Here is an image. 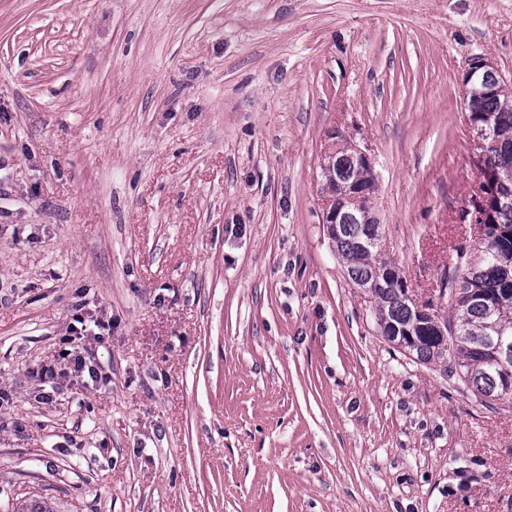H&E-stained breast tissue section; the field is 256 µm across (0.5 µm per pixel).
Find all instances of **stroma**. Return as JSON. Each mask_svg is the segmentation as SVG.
<instances>
[{
	"label": "stroma",
	"instance_id": "obj_1",
	"mask_svg": "<svg viewBox=\"0 0 512 512\" xmlns=\"http://www.w3.org/2000/svg\"><path fill=\"white\" fill-rule=\"evenodd\" d=\"M481 54L512 0H0V512H512V408L385 342L321 222L354 144L434 298Z\"/></svg>",
	"mask_w": 512,
	"mask_h": 512
}]
</instances>
